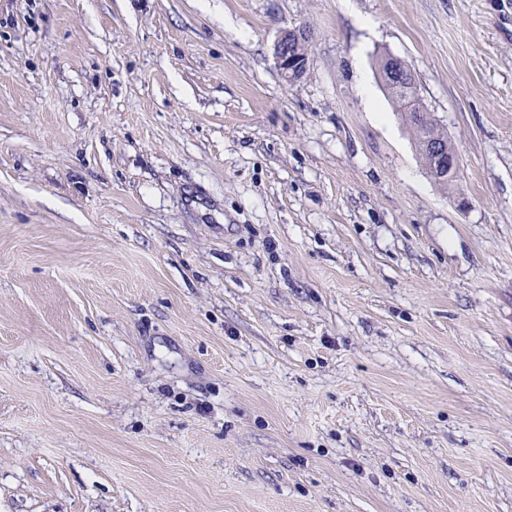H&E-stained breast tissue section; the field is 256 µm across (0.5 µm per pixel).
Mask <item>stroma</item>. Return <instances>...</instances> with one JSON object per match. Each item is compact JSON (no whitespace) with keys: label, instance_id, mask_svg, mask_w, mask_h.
Here are the masks:
<instances>
[{"label":"stroma","instance_id":"35a3bbf8","mask_svg":"<svg viewBox=\"0 0 512 512\" xmlns=\"http://www.w3.org/2000/svg\"><path fill=\"white\" fill-rule=\"evenodd\" d=\"M0 512H512V0H0ZM306 37L304 31L300 29H286L280 33L273 45V54L278 71L287 83L297 82L305 69V61L293 55L289 48L294 42H300ZM406 68L414 78V98H408L404 94L392 90H388L390 92L389 96L396 103L398 111L401 112L402 116H404L405 120L413 128L417 151L425 168L428 170L432 163V155L428 149L429 142L432 140H441L446 144L448 143V146L444 145L441 141H433L430 144V149L437 161L435 170L444 168L448 171V174L457 175L459 171L458 153L453 152L448 155V151L450 152L455 148L448 139V135L445 134L443 130L440 129L439 124L435 122V119L423 114L427 113L430 115L422 105L415 76L408 67ZM419 110L424 112H418ZM435 170L429 172L430 176L437 180L444 179V177L439 176Z\"/></svg>","mask_w":512,"mask_h":512}]
</instances>
